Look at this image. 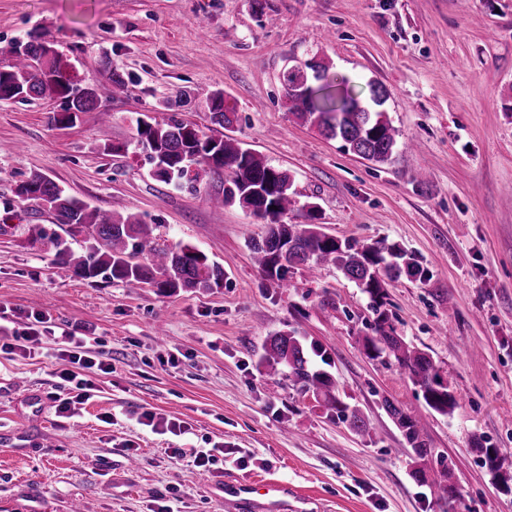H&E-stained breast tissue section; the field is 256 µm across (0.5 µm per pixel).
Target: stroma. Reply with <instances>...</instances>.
Returning a JSON list of instances; mask_svg holds the SVG:
<instances>
[{
	"label": "stroma",
	"mask_w": 512,
	"mask_h": 512,
	"mask_svg": "<svg viewBox=\"0 0 512 512\" xmlns=\"http://www.w3.org/2000/svg\"><path fill=\"white\" fill-rule=\"evenodd\" d=\"M30 33L82 84L112 68L130 83L71 126L54 122L53 99L0 103V322L21 329L42 312L108 366L88 372L92 396L68 419L56 412L69 390L54 334L29 356L0 350V512H295L262 496L239 505L238 482L287 484L304 512H439L411 477L388 399L451 460L459 512H512V0H0V42ZM315 56L361 96L384 87L401 142L390 163L286 110L285 71ZM216 90L238 115L230 136L292 175L286 223L308 227L313 204L325 233L399 245L429 270L387 282L386 309L450 381L453 415L428 408L394 357L366 355L371 300L336 265L291 268L284 288L264 277L249 249L263 222L211 202L223 174L178 187L152 177L137 119L175 112L210 132ZM103 139L119 153H98ZM35 173L142 218L160 247L195 246L223 266V287L169 296L66 274L27 242L29 226L57 229L14 195ZM280 331L322 349L312 366L366 432L287 370L267 371L263 344ZM479 442L498 448V474Z\"/></svg>",
	"instance_id": "35a3bbf8"
}]
</instances>
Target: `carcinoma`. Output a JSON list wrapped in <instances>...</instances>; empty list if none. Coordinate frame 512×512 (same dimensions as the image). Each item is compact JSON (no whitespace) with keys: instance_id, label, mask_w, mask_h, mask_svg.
<instances>
[{"instance_id":"obj_1","label":"carcinoma","mask_w":512,"mask_h":512,"mask_svg":"<svg viewBox=\"0 0 512 512\" xmlns=\"http://www.w3.org/2000/svg\"><path fill=\"white\" fill-rule=\"evenodd\" d=\"M52 53H56L54 43L45 40H14L0 46V56L11 59L10 65L0 68V102L58 98L62 100V111L54 115V121L69 125L80 113L94 111L104 101L127 90L126 79L117 71L99 85L68 88L59 79ZM328 71L327 63L314 58L305 66V73H286L288 111L298 120L316 126L324 136L341 140L344 148L366 160L390 161L397 147V130L381 110L386 99L382 85L370 83L369 99L364 101L353 95L346 80L331 78ZM207 112L210 122L221 129H229L236 122V112L220 90L207 96ZM137 125V143L148 152L156 180L180 183V170L191 158L203 171L224 173V195L215 198L217 206L238 204L254 214L264 211V234L251 240L249 248L268 279L286 288L288 269L301 265L313 271L321 264L333 263L369 294L374 336L364 338L367 354L393 355L430 409L441 415L453 414L458 402L450 383L442 378L427 353L409 347L396 334L386 309V281L403 276L419 281L428 278L427 270L413 255L383 241L339 240L315 224L298 230L295 225L284 223L282 218L296 204L290 194V175L234 138L222 133L207 135L175 114L163 122L139 120ZM15 196L22 202L35 201L46 206L68 235L85 230L97 242L78 255L60 236L50 238L37 225L29 229V241L49 240L57 267L77 277L148 284L160 294L211 290L224 284V267L205 254H196L195 247L179 243L173 248H158L150 225L134 216L116 217L93 209L40 174L20 183ZM273 204L277 209H270ZM136 253L147 254L149 261H131ZM261 361L274 371L280 365L288 367L289 377L302 391L323 398L325 405L342 415L354 430H366L367 424L360 414L348 411L336 396L331 376L309 367L307 348L296 337L284 333L267 337ZM384 405L415 459L434 458L443 467V476H451L447 457L430 447L415 415L388 399ZM440 490L436 499L440 512H456L460 498L457 487L450 483Z\"/></svg>"}]
</instances>
